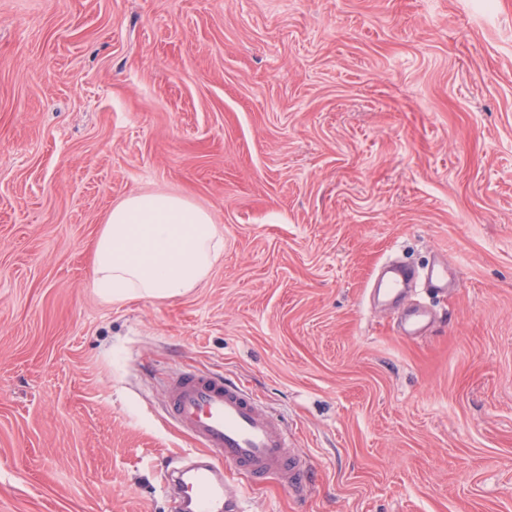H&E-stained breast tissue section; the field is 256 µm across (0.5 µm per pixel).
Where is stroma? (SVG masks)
<instances>
[{"label":"stroma","instance_id":"stroma-1","mask_svg":"<svg viewBox=\"0 0 512 512\" xmlns=\"http://www.w3.org/2000/svg\"><path fill=\"white\" fill-rule=\"evenodd\" d=\"M138 192L224 252L107 304L91 245ZM397 257L458 280L414 339L370 297ZM183 368L310 466L229 474L249 512H512V0H0V512H171Z\"/></svg>","mask_w":512,"mask_h":512}]
</instances>
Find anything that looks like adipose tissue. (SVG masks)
<instances>
[{"label":"adipose tissue","instance_id":"adipose-tissue-1","mask_svg":"<svg viewBox=\"0 0 512 512\" xmlns=\"http://www.w3.org/2000/svg\"><path fill=\"white\" fill-rule=\"evenodd\" d=\"M223 250L206 210L175 195L133 194L113 206L93 241V285L106 302L179 298Z\"/></svg>","mask_w":512,"mask_h":512}]
</instances>
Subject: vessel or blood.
Returning <instances> with one entry per match:
<instances>
[{
    "mask_svg": "<svg viewBox=\"0 0 512 512\" xmlns=\"http://www.w3.org/2000/svg\"><path fill=\"white\" fill-rule=\"evenodd\" d=\"M417 281L439 296L456 289L444 259L421 271L391 264L380 279L387 292L398 294ZM432 323L430 309L412 302L400 316L398 333L420 336ZM165 409L210 455L209 461L165 471L163 482L176 512H246L241 495L224 478L228 466L250 481L277 478L296 493L307 485L309 465L290 450L287 425L264 410L242 383L218 372L175 373L165 387ZM220 460L225 463L221 469L216 466Z\"/></svg>",
    "mask_w": 512,
    "mask_h": 512,
    "instance_id": "b4317fda",
    "label": "vessel or blood"
}]
</instances>
